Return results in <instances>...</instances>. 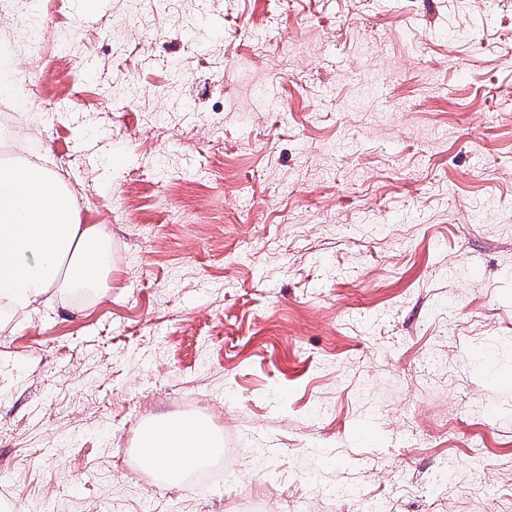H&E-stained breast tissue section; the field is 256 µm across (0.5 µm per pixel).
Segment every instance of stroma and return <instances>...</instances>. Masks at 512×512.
Returning <instances> with one entry per match:
<instances>
[{"instance_id":"35a3bbf8","label":"stroma","mask_w":512,"mask_h":512,"mask_svg":"<svg viewBox=\"0 0 512 512\" xmlns=\"http://www.w3.org/2000/svg\"><path fill=\"white\" fill-rule=\"evenodd\" d=\"M26 42L13 159L109 262L0 318L16 512H512V0H53ZM170 417L237 467L139 478Z\"/></svg>"}]
</instances>
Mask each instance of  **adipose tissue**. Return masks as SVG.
I'll return each instance as SVG.
<instances>
[{
	"label": "adipose tissue",
	"mask_w": 512,
	"mask_h": 512,
	"mask_svg": "<svg viewBox=\"0 0 512 512\" xmlns=\"http://www.w3.org/2000/svg\"><path fill=\"white\" fill-rule=\"evenodd\" d=\"M100 225L81 224L62 185L24 161L0 170V301L30 312L52 288H82L102 278ZM161 448L145 453L152 467L190 471L216 453L201 421L173 422L159 433Z\"/></svg>",
	"instance_id": "adipose-tissue-1"
}]
</instances>
